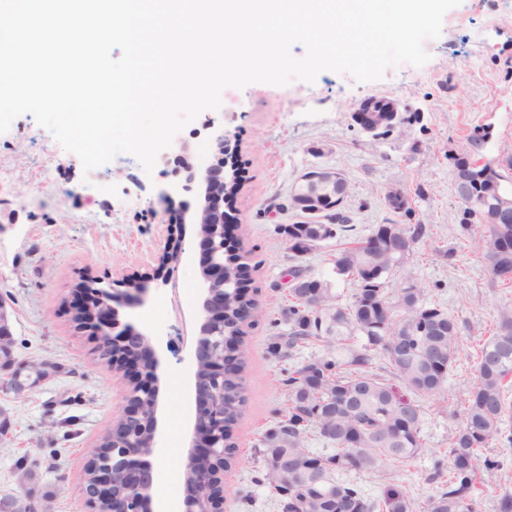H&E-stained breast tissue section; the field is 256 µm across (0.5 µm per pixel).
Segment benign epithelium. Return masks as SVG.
<instances>
[{
	"mask_svg": "<svg viewBox=\"0 0 512 512\" xmlns=\"http://www.w3.org/2000/svg\"><path fill=\"white\" fill-rule=\"evenodd\" d=\"M196 234L209 248V263L202 268L204 296L200 309L198 349L195 367L222 357L220 367L212 377L202 380L193 373L195 393L206 400V412L195 416L193 439L187 460L196 465L195 490L183 501L184 512H224V375L239 369L240 352L227 348L231 334L224 328V213L209 200L198 216ZM147 288L138 282L114 279L112 285L99 289V319L94 334L95 352L102 359L111 358L98 338L108 335L117 344L131 348L134 354L112 366L126 388L124 405L113 419L112 431L106 438V448L96 447L88 462L94 464L93 481L85 491L90 512H99L98 497L112 486L114 471L139 492L133 507L118 502L114 512H150L153 468L148 457L157 448L158 407L160 395L161 345L137 331L121 318V310L144 302ZM12 336L9 313L0 300V358L10 352Z\"/></svg>",
	"mask_w": 512,
	"mask_h": 512,
	"instance_id": "benign-epithelium-1",
	"label": "benign epithelium"
}]
</instances>
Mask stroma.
I'll return each mask as SVG.
<instances>
[{
	"mask_svg": "<svg viewBox=\"0 0 512 512\" xmlns=\"http://www.w3.org/2000/svg\"><path fill=\"white\" fill-rule=\"evenodd\" d=\"M424 47L430 55L425 65L392 66L377 81L325 71L311 84L295 79L285 86L225 88L237 105L225 113L222 129H203L197 119L171 144L176 150L190 143L191 162L201 174L212 163L217 133L239 143L238 233L249 251L259 303L242 346L245 404L232 434L244 457L286 406L285 369L310 356L304 349L277 360L266 352L271 336L286 329L279 317L288 300L289 270L299 266L330 282L344 306L355 286L336 276V252L365 239L376 224L427 225L428 238L404 267L457 316L463 348L442 393L419 400L424 446L398 472L413 512H425L440 487L429 476L435 461L446 459L450 438L463 422L480 341L502 317L512 316V287L492 285L475 243L457 235L459 200L448 158L484 127L490 137L476 159L495 161L512 150V0H461L445 14L440 36ZM372 97L391 98L419 118L385 136L366 133L352 113ZM47 135L29 114L0 134V170L10 173L0 183V299L12 320L14 360L9 371H0V410L9 417L0 435V498L29 501L37 512H89L84 467L123 403V388L77 329L65 302L83 280L125 277L148 288L144 303L128 309L129 321L173 344L159 370L161 446L151 462L168 473L159 495L181 507L197 406L191 362L203 281L194 220L204 189L187 186L184 169L166 173L157 166L148 173L129 154L84 172L79 157L62 146L46 156ZM315 167L346 176L353 228L300 259L289 250L282 227L296 221L290 196L301 175ZM392 190L408 197L409 215L388 206L385 196ZM181 205L187 226L176 242L165 211ZM438 245L456 247L455 264L435 253ZM167 250L181 254L175 269L162 265ZM490 453L503 468L477 483L478 512H497L491 486L503 484L512 492V447L497 444ZM25 469L31 478H22ZM257 476L247 464L225 471L224 512H277Z\"/></svg>",
	"mask_w": 512,
	"mask_h": 512,
	"instance_id": "35a3bbf8",
	"label": "stroma"
}]
</instances>
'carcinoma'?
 I'll list each match as a JSON object with an SVG mask.
<instances>
[{"label": "carcinoma", "mask_w": 512, "mask_h": 512, "mask_svg": "<svg viewBox=\"0 0 512 512\" xmlns=\"http://www.w3.org/2000/svg\"><path fill=\"white\" fill-rule=\"evenodd\" d=\"M376 124L375 135L392 130L396 102L366 100ZM460 202L459 232L474 239L493 282L512 284V188L491 162L470 159L454 170ZM348 193L336 188V202L317 215L297 211L300 220L283 227L289 249L297 257L348 231L344 210ZM428 236L424 224H378L363 241L336 253V275L356 282L352 302L333 304L330 283L291 271L288 306L281 318L288 330L271 337L270 357L321 344L319 354L288 371L287 406L260 436L252 457L224 456V469L250 460L262 462L256 482L266 488L280 512H413V501L397 481L379 497L364 493L343 478L355 471L376 472L387 462L407 464L423 448V410L409 395L437 396L460 349V326L440 301L427 297L410 271L401 287L386 288L416 244ZM249 252L225 253L228 286L225 296H245L249 282L239 278ZM387 359L384 372L373 366L377 355ZM242 377L224 378V441L235 447L232 428L241 416L245 397ZM512 388V317L502 318L477 353V368L464 402L465 421L452 435L449 465L436 462L432 479L449 471L448 485L428 499L427 512H476L471 492L485 472L501 469V461L485 453L492 444H512L508 391ZM326 444L306 447L309 436ZM286 456L292 477L277 468Z\"/></svg>", "instance_id": "obj_1"}]
</instances>
